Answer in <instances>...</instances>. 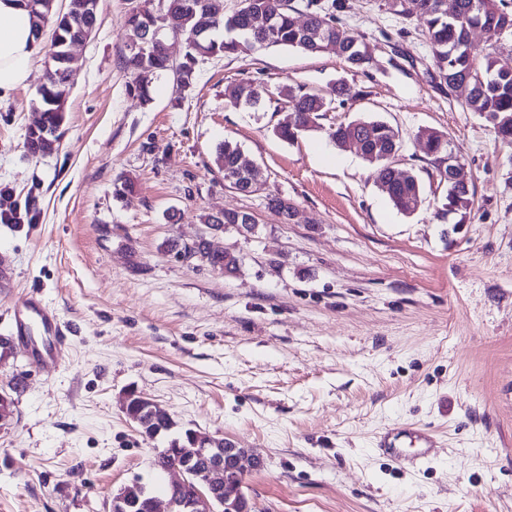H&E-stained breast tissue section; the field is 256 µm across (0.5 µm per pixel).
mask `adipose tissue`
Wrapping results in <instances>:
<instances>
[{"instance_id":"ef3b65f1","label":"adipose tissue","mask_w":512,"mask_h":512,"mask_svg":"<svg viewBox=\"0 0 512 512\" xmlns=\"http://www.w3.org/2000/svg\"><path fill=\"white\" fill-rule=\"evenodd\" d=\"M34 50L28 11L19 0H0V97L26 84Z\"/></svg>"}]
</instances>
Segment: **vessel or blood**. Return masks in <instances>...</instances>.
<instances>
[{"mask_svg":"<svg viewBox=\"0 0 512 512\" xmlns=\"http://www.w3.org/2000/svg\"><path fill=\"white\" fill-rule=\"evenodd\" d=\"M17 325L19 338L25 339L35 362L52 360L65 363L68 356V331L61 322L56 310L51 307L42 295L32 291L27 293L11 309ZM413 443L416 448V459L426 458L432 440L428 434L420 431H406L390 428L382 432L376 446L384 451L397 465L407 463L403 452L404 443Z\"/></svg>","mask_w":512,"mask_h":512,"instance_id":"b4317fda","label":"vessel or blood"}]
</instances>
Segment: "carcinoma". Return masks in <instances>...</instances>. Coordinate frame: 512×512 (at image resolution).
<instances>
[{"label": "carcinoma", "instance_id": "carcinoma-1", "mask_svg": "<svg viewBox=\"0 0 512 512\" xmlns=\"http://www.w3.org/2000/svg\"><path fill=\"white\" fill-rule=\"evenodd\" d=\"M416 6L418 19L423 23L434 66V78L457 91L466 85L464 104L468 111L485 117L501 140L512 141V52L502 55L496 46L504 38L512 37V0H453L448 9L445 0H385V6L397 15L408 13L406 2ZM28 10L35 38L44 31H51L50 58L52 68L39 89L40 124L28 130L26 147L32 155H47L56 151L60 143L58 130L64 121V102L59 85L71 81L67 52L75 42L91 37L96 29L100 7L90 9V0H68L63 13L46 12L39 0H21ZM161 11H131L126 20L127 41L123 54L124 69L131 81L128 90L144 105L152 100V83L155 77L172 71L181 91L193 85L195 67L199 60L254 48L291 47L309 54L319 52L325 43L338 45L351 67L360 69L369 65L371 57L363 38L342 25L336 11L343 8L340 0H331L324 7L321 0H307L306 21H296L291 0H239L231 15L224 14V0H164ZM158 26L172 28V33L183 37L186 51L183 61L175 65L162 47L144 50L136 48L148 30ZM481 29L486 33L490 50L476 48L471 41L472 32ZM279 100L288 108L290 120L279 126L275 133L285 141H292L315 123L320 112L329 110L332 100L318 94H310L299 88L283 85L278 91ZM236 103L255 106L261 102V94L253 85L244 83L233 92ZM353 136L363 138V154L369 162H383L385 155L398 150V135L381 120H354L340 124L331 132L332 139L342 146ZM424 142L439 181L448 180L447 136L425 129L418 133ZM217 162L224 171V181L231 187L249 185L252 178L241 170L242 151L230 141L220 144L216 151ZM470 190L466 186H448L444 210L460 216L458 223L466 219L470 205ZM387 197L393 206L405 214L413 213L421 203V185L416 174L408 173L405 182L397 184ZM206 224L255 223L254 217L243 211L226 210L218 215L207 214ZM0 223H20L17 205L12 194H0ZM170 247L191 263L201 262L219 266L232 273L240 270L239 255L224 251L212 253L205 243H170ZM128 413L138 417L148 437L167 434L174 421L168 415L153 414L146 402L135 397L128 404ZM226 442L192 429L184 430L172 439L166 448H157L151 459L155 470L170 471L186 463L187 449L206 446L214 448ZM194 488L171 484L166 489V499L173 505L172 512H186L183 504L191 501Z\"/></svg>", "mask_w": 512, "mask_h": 512}]
</instances>
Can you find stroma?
I'll return each mask as SVG.
<instances>
[{
  "label": "stroma",
  "mask_w": 512,
  "mask_h": 512,
  "mask_svg": "<svg viewBox=\"0 0 512 512\" xmlns=\"http://www.w3.org/2000/svg\"><path fill=\"white\" fill-rule=\"evenodd\" d=\"M158 0H102L98 26L72 49L58 150L28 154L34 107L52 65L41 42L27 86L0 99V189L36 205L33 221L0 223L13 289L0 292V512H109L142 477L155 496L174 481L127 420L128 390L151 397L177 431L235 441L259 458L244 493L255 512H512V145L432 82L431 52L412 16L384 0H344L339 18L372 62L334 47H270L199 63L192 90L173 73L153 101L128 92L126 17ZM335 100L293 141L282 84ZM243 83L260 108L235 106ZM377 119L398 134L394 168L415 171L422 204L397 211L381 167L331 129ZM448 135L474 191L465 224L442 213L446 186L416 138ZM237 143L261 170L259 191L225 187L216 161ZM132 192L114 197L115 182ZM288 199L289 222L267 208ZM255 216L259 232L211 235L242 258L226 277L179 260L201 217ZM38 291L70 326L68 362L36 364L15 339L12 305ZM401 426L430 431L431 458L400 467L373 446Z\"/></svg>",
  "instance_id": "1"
}]
</instances>
